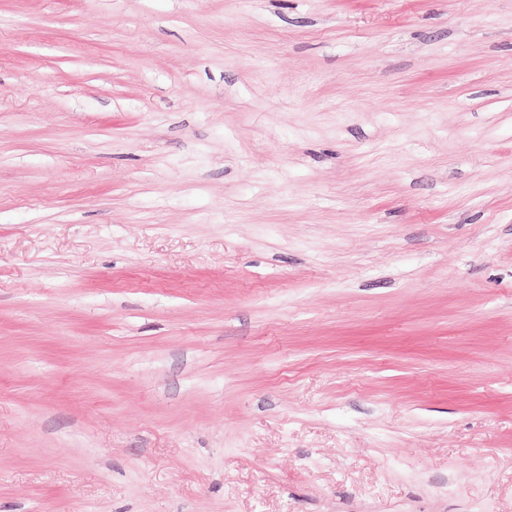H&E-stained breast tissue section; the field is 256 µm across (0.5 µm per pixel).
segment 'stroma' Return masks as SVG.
<instances>
[{
    "label": "stroma",
    "mask_w": 512,
    "mask_h": 512,
    "mask_svg": "<svg viewBox=\"0 0 512 512\" xmlns=\"http://www.w3.org/2000/svg\"><path fill=\"white\" fill-rule=\"evenodd\" d=\"M0 512H512V0H0Z\"/></svg>",
    "instance_id": "obj_1"
}]
</instances>
